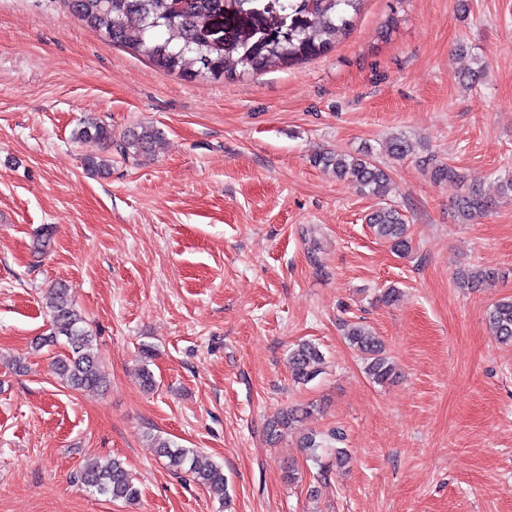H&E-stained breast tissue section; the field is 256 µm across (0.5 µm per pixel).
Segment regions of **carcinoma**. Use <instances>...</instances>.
Masks as SVG:
<instances>
[{
	"label": "carcinoma",
	"mask_w": 512,
	"mask_h": 512,
	"mask_svg": "<svg viewBox=\"0 0 512 512\" xmlns=\"http://www.w3.org/2000/svg\"><path fill=\"white\" fill-rule=\"evenodd\" d=\"M362 0H278L281 14L288 16V28L256 52L252 42L226 40L218 34L204 36L218 24L217 16L224 11V0H185L180 7L171 0H68L69 8L79 21L98 32L106 40L124 47L128 52L143 56L156 68L185 78L230 79L250 72L287 67L331 49L349 31ZM76 141L107 150L112 147V128L102 122L87 121L74 132ZM160 132L152 127H135L126 131L119 144L126 157L152 152ZM387 152L396 159L414 154L413 144L405 137H394L387 143ZM315 167L330 170L359 192L381 200L390 192V176L377 165L371 152L328 151L312 157ZM437 183H454L458 173L450 166L431 157L422 160ZM454 207L464 221L485 213L488 201L473 190L455 198ZM375 236L400 253L411 251L409 226L396 208L380 205L367 216ZM456 286L472 293L495 280V273L468 267L456 271ZM52 318L51 335L40 339L39 345L63 343V353L54 357L53 370L74 390H88L105 383L100 369L96 339L85 327V320L71 299L68 288L57 284L49 290ZM486 319L492 335L503 344H512V296L494 302ZM348 344L360 353L365 372L377 384L390 383L396 371L384 355L382 341L359 323H344ZM324 355L312 342H301L292 348L288 364L294 380L307 384L322 373ZM319 408L315 402L298 404L279 411L267 424V436L274 442L281 432L302 422ZM344 433L333 428L326 434L308 431L298 447L306 458L314 460L322 472L348 462L344 448L332 449V458L324 463L318 450L327 442L343 441ZM151 447L172 471L188 473L194 482L220 495L225 480L222 467L202 461L189 448H181L160 436L151 437ZM80 478L91 492L114 501L131 503L140 490L131 472L116 458L87 463Z\"/></svg>",
	"instance_id": "1"
}]
</instances>
